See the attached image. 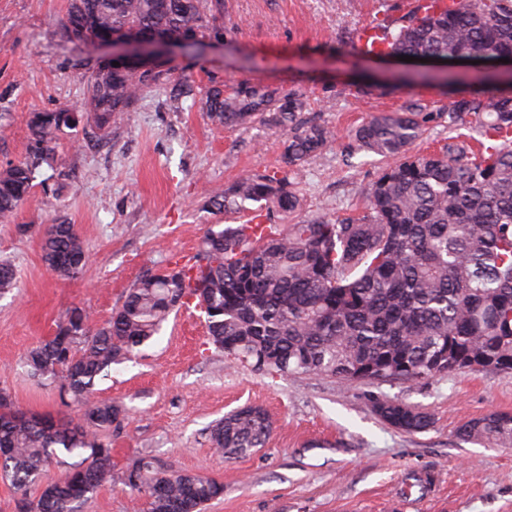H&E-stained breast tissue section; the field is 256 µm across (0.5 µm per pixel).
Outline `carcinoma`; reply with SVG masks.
Masks as SVG:
<instances>
[{"label": "carcinoma", "instance_id": "carcinoma-1", "mask_svg": "<svg viewBox=\"0 0 512 512\" xmlns=\"http://www.w3.org/2000/svg\"><path fill=\"white\" fill-rule=\"evenodd\" d=\"M65 26L79 41L156 37L175 45L197 34L231 41L238 30L224 24L223 0H68ZM375 56L415 57L426 83L463 81L447 67L452 60H476L479 78L496 79L500 59L512 61V0H460L449 13L413 14L390 32V49ZM85 84L74 121L62 120L61 109L30 114L23 158L0 169V222L30 197L36 173L58 163L61 134L81 124L110 129L154 88L165 91L174 109L199 99L216 126L247 129L258 122L284 137L282 166L248 172L210 200L226 213L263 214L267 234L256 235L249 224H212L190 260L139 279L105 323L93 325L90 313L74 306L27 352L28 373L56 385L82 412L67 419L0 403V473L20 492V512H80L112 478V449L100 432L120 423V410L94 400L96 382L192 299L206 315L215 350L268 374L413 381L471 362L512 371V137H501L512 133L511 90L493 98L450 95L434 112L409 101L370 116L349 135V155L365 152L384 162L368 185L363 214L341 221L315 214L285 224L300 206L305 164L335 138L329 126L307 120L302 95L249 80L229 91L213 78L196 86L174 76L168 59L149 72L137 62L103 61ZM468 118L482 137L479 149L453 137L437 152L409 154L427 124L452 129ZM41 257L67 279L78 278L87 264L66 220L47 227ZM373 408L406 433L430 424L426 413L403 402L376 400ZM272 428L264 409L247 406L216 421L209 436L217 452L234 459L262 447ZM459 436L509 445L512 414L472 419ZM62 454L81 460L30 497ZM121 481L145 497L148 512H202L224 495V484L166 470L152 456L134 461Z\"/></svg>", "mask_w": 512, "mask_h": 512}]
</instances>
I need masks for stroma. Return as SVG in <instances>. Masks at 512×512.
Returning a JSON list of instances; mask_svg holds the SVG:
<instances>
[{
  "label": "stroma",
  "mask_w": 512,
  "mask_h": 512,
  "mask_svg": "<svg viewBox=\"0 0 512 512\" xmlns=\"http://www.w3.org/2000/svg\"><path fill=\"white\" fill-rule=\"evenodd\" d=\"M402 0H224L233 44L177 55V75L293 90L309 120L337 139L306 163L300 207L291 221L363 211L377 156L343 155L348 131L377 112L417 100L445 103L438 88L408 81V66L369 59L353 44L356 29ZM67 0H0V166L20 160L30 113L75 108L83 76L103 48L71 40L62 24ZM281 137L262 125L218 127L198 105L169 107L163 92L143 94L108 135H63L64 174L43 169L31 197L0 223V262L15 270L0 295V392L20 409L78 416L56 388L34 381L27 351L53 334L66 311L107 321L142 276L195 254L212 224H242L247 214L209 210L214 190L250 171L279 167ZM69 219L88 255L81 278L68 280L41 259L45 229ZM97 399L120 410L102 432L112 448V479L82 512H147L145 498L122 485L143 455L171 469L224 485L205 512H512V446L461 441L460 426L512 413V372L461 371L419 381L344 383L316 374L270 375L233 364L207 342L204 319L171 315L131 360L112 365ZM378 399L427 412L430 426L408 434L373 410ZM263 408L273 421L264 447L235 460L213 449L209 429L230 411Z\"/></svg>",
  "instance_id": "35a3bbf8"
}]
</instances>
